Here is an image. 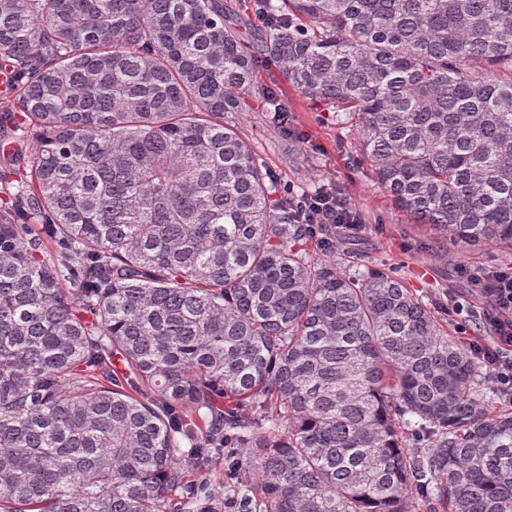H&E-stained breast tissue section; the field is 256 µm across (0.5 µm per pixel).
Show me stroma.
<instances>
[{
	"mask_svg": "<svg viewBox=\"0 0 512 512\" xmlns=\"http://www.w3.org/2000/svg\"><path fill=\"white\" fill-rule=\"evenodd\" d=\"M263 83H277L281 100L296 131L305 135L302 148H289L265 123L262 113L238 114L236 123L277 181L317 190L339 188L361 214L363 227L343 238L342 247L368 263L394 268L407 288L426 303L440 324L454 329L449 313L453 301L468 295L469 287L459 270L464 266L512 265V247L492 244L463 250L439 238L425 225L414 223L399 211L376 186L367 165L357 161V142L337 129L335 122L314 102L290 86L277 68L259 63Z\"/></svg>",
	"mask_w": 512,
	"mask_h": 512,
	"instance_id": "35a3bbf8",
	"label": "stroma"
}]
</instances>
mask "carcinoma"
I'll list each match as a JSON object with an SVG mask.
<instances>
[{
    "label": "carcinoma",
    "instance_id": "1",
    "mask_svg": "<svg viewBox=\"0 0 512 512\" xmlns=\"http://www.w3.org/2000/svg\"><path fill=\"white\" fill-rule=\"evenodd\" d=\"M262 61L416 223L512 246V0H0V512H205L228 448L236 512H512L478 362L240 134H290Z\"/></svg>",
    "mask_w": 512,
    "mask_h": 512
}]
</instances>
